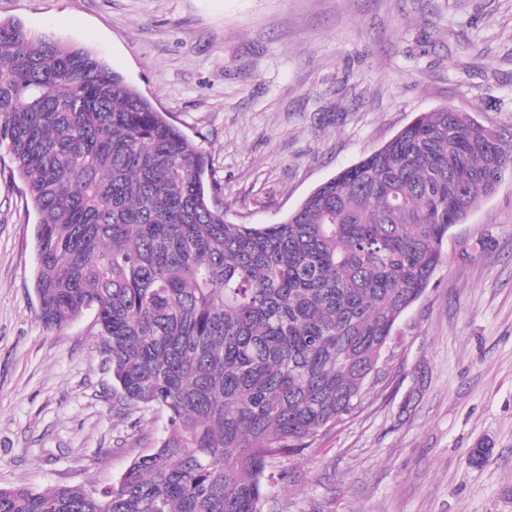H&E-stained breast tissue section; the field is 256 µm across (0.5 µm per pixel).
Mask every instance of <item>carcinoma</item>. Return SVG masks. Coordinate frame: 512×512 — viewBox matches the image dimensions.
<instances>
[{
    "label": "carcinoma",
    "mask_w": 512,
    "mask_h": 512,
    "mask_svg": "<svg viewBox=\"0 0 512 512\" xmlns=\"http://www.w3.org/2000/svg\"><path fill=\"white\" fill-rule=\"evenodd\" d=\"M2 149L38 214L39 319L95 310L116 413L167 422L111 485L0 486V512H261L267 467L360 408L449 229L512 174V138L445 107L281 222L236 224L167 113L1 21Z\"/></svg>",
    "instance_id": "carcinoma-1"
}]
</instances>
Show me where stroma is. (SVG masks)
I'll use <instances>...</instances> for the list:
<instances>
[{
    "label": "stroma",
    "mask_w": 512,
    "mask_h": 512,
    "mask_svg": "<svg viewBox=\"0 0 512 512\" xmlns=\"http://www.w3.org/2000/svg\"><path fill=\"white\" fill-rule=\"evenodd\" d=\"M0 21L169 113L238 224L278 222L421 113L512 132V0H0ZM11 167L0 151V486L101 488L166 416L116 415L94 311L43 327ZM380 366L362 411L270 466L263 512H512V176L449 230Z\"/></svg>",
    "instance_id": "stroma-1"
}]
</instances>
